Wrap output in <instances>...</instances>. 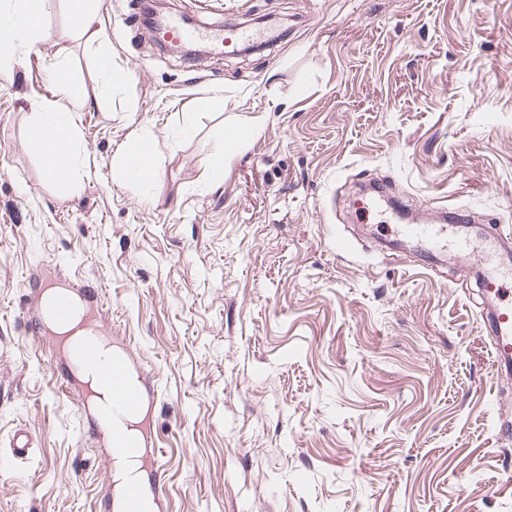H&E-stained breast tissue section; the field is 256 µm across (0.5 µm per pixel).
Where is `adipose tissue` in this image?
I'll list each match as a JSON object with an SVG mask.
<instances>
[{
	"label": "adipose tissue",
	"instance_id": "obj_1",
	"mask_svg": "<svg viewBox=\"0 0 512 512\" xmlns=\"http://www.w3.org/2000/svg\"><path fill=\"white\" fill-rule=\"evenodd\" d=\"M27 11L28 0H10L9 9L0 12L1 39L18 40L28 47H35L42 37L38 22L26 20L22 25L17 22L18 17H25ZM53 78L59 96L52 101L33 104L30 127L40 133L33 144L40 150L44 166H65L67 173L60 184L71 188L77 182L81 166L80 155L76 150L78 131L71 121V115L83 111L87 101L73 93L66 66L55 67Z\"/></svg>",
	"mask_w": 512,
	"mask_h": 512
}]
</instances>
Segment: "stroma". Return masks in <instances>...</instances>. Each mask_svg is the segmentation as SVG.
I'll list each match as a JSON object with an SVG mask.
<instances>
[{
    "label": "stroma",
    "instance_id": "stroma-1",
    "mask_svg": "<svg viewBox=\"0 0 512 512\" xmlns=\"http://www.w3.org/2000/svg\"><path fill=\"white\" fill-rule=\"evenodd\" d=\"M98 3L82 34L49 0L38 53L0 66V512H120L56 335L28 332L58 274L101 293L108 340L157 390L141 479L162 512H512L480 265L427 264L390 243L386 206L360 224L351 200L379 181L421 223L447 205L512 231V0H174L201 26L288 20L197 62L156 47L141 0ZM102 50L127 74L109 89ZM59 63L88 102L71 190L27 140ZM138 136L159 185L115 174Z\"/></svg>",
    "mask_w": 512,
    "mask_h": 512
}]
</instances>
